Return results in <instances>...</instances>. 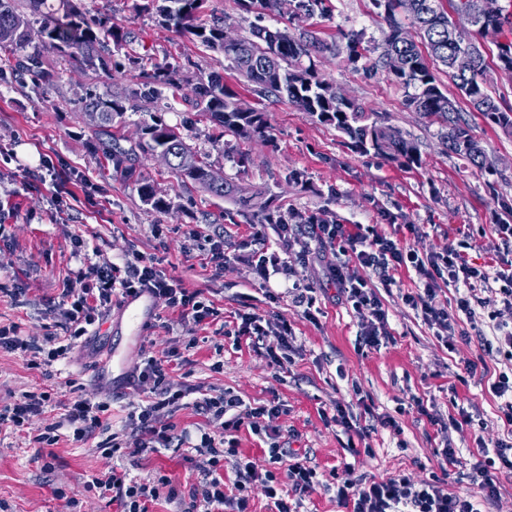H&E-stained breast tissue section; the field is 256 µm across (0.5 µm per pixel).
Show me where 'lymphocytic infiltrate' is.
<instances>
[{
	"label": "lymphocytic infiltrate",
	"instance_id": "f902f5d3",
	"mask_svg": "<svg viewBox=\"0 0 512 512\" xmlns=\"http://www.w3.org/2000/svg\"><path fill=\"white\" fill-rule=\"evenodd\" d=\"M283 248L298 247L299 262L309 258L323 261L327 285L337 289L363 320L356 334L358 348L378 347L388 335L387 312L373 287L362 277L370 270L382 281H390L399 269L414 271L419 291L405 295L406 304L419 309L423 319L435 328L439 338L455 331L457 315L475 319L476 311L488 309L490 330L476 329L479 348L496 349L512 361V324L498 320L493 305L512 311V267L496 270L478 266L469 259L472 248L463 239L437 253H421L394 237L376 232L373 226L357 224H281L277 227ZM456 288L453 302L439 297L441 283ZM148 295L154 302L178 312L185 322L195 325L216 319L218 310L204 291L184 288L181 280L159 268L154 259L140 254L124 256L122 263L98 261L77 271L66 280L61 295L67 302L63 311V335L22 336L17 326L0 327V349L40 355L44 366L67 359L82 337L90 336L115 298ZM238 335L252 348L265 351L273 365L286 369L293 365L292 329L287 322L276 328L264 326L261 316L245 313L240 317ZM186 358L174 347L144 357L130 375L137 386H149L147 400L128 414L132 445H123L112 431V404L78 395L63 401L58 421L44 423L43 417L55 401L53 392H24L13 403L0 408V426L26 435L34 445H54L60 437L75 442L95 440L103 460L100 469L87 475L85 488L94 496L116 504L119 512H152L160 501L183 504V512H249V491L261 485L275 512H299L306 497L321 485L318 473L305 457L281 446L280 430L274 421L284 411L281 402L252 406L228 391L208 393L194 385H177L170 379L175 367ZM188 409L203 417L197 431L170 423L176 412ZM269 439L270 469L258 470L255 463L238 450L235 437L240 429ZM192 448L204 461L206 481L202 487L182 489L169 475L154 473L144 479L128 477L121 459L131 454L176 453ZM232 466L235 479L232 493L224 491V468ZM479 477L481 499L451 493L440 477L416 482L398 474L360 484L338 485L336 499L347 512H482V505L498 497L495 473L512 474V440L501 439L471 466Z\"/></svg>",
	"mask_w": 512,
	"mask_h": 512
}]
</instances>
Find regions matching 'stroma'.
I'll use <instances>...</instances> for the list:
<instances>
[{
  "label": "stroma",
  "mask_w": 512,
  "mask_h": 512,
  "mask_svg": "<svg viewBox=\"0 0 512 512\" xmlns=\"http://www.w3.org/2000/svg\"><path fill=\"white\" fill-rule=\"evenodd\" d=\"M90 16L108 18L127 36L130 49L150 65L175 57L186 62L190 73H223L228 86L244 102L264 110L268 140L231 139V151L213 147L206 121L196 120L190 105L175 101L174 111L155 115L139 96L137 69L128 67L98 78L69 58L48 55L53 79L36 80L11 71L7 54L0 50V150L15 155L13 163L0 166V180L17 191L12 208L0 211V325H18L33 336L62 335L64 319L58 303L60 288L73 270L87 267L88 255L121 262L136 251L156 259L170 275L189 289L207 292L220 311L214 322L185 326L178 314L155 306L136 341L132 362L150 350L148 337L158 348L183 347L188 339L196 346L184 366L171 379L181 384L227 389L244 400L263 403L280 398L286 414L277 423L291 448L307 454L319 474L329 475L342 462L353 463L348 478L381 479L402 471L420 481L439 470L437 449L456 448L463 464L479 457L480 444H494L507 431L498 403L488 384L512 362L476 343L464 341L472 325L458 317L455 336L437 338L420 313L403 301L416 292L414 272L404 269L392 281L372 286L388 311L389 336L378 348L358 351L356 333L360 314L338 300L334 290L320 293L316 320L305 318L287 294L269 298L257 280L252 256L255 250H280L278 233L271 224L259 223L252 213L233 201L210 195L197 185L181 183L158 158L143 159V174L154 181L170 206L156 210L140 199L134 185L106 167L96 127L83 110L89 94L117 95L129 110L116 120L115 133L135 136L142 122L155 118L178 125L191 144L206 153L214 169L225 178L272 195L282 214L305 218L317 214L337 224H371L377 232L394 236L423 252H439L462 236H470L472 262L497 265L504 249L495 226L500 205L512 204V134L488 124L471 107L463 115L472 134L485 147L491 164L483 173L449 153L440 138L441 125L407 108L403 90L384 76L351 71L343 57L325 56L321 73L359 100L379 122L410 134L419 145V164L398 161L357 150L336 127L321 123L288 102L262 99L247 88L243 78L225 69L224 56L199 42L161 26L155 17L136 12L133 0H83ZM331 17H315L308 28L326 41L353 30L363 42L380 48L387 26L372 0H333ZM250 158L240 165L238 155ZM50 156L70 178V210L55 213L50 183L24 181L22 169H38ZM303 176L288 179L289 172ZM223 235L224 275L212 279L211 264L201 250L204 235ZM83 238V256H75L73 241ZM22 291L12 300L8 291ZM253 312L270 325L288 322L294 330L295 363L291 372H280L266 354L237 339L239 315ZM223 352H216V345ZM223 360L224 369L211 365ZM479 373L459 381L467 364ZM66 373L81 393L97 399L112 398V429L122 432L131 404L145 399L147 387H128L113 378L105 356L93 355L76 343ZM65 373V374H66ZM63 376V375H62ZM62 376L29 369L25 357L0 350V404L25 391L48 390ZM364 400L375 413L393 416L397 429L377 428L367 443L369 452L352 454L349 435L342 426L328 423L323 412L336 404ZM464 405L472 423L463 428H439L430 416L447 421L456 405ZM52 450L58 455L53 472H45L27 439L0 428V500L10 512H68L67 497H85L84 481L102 459L94 442L75 447L60 439ZM131 475L143 477L164 470L181 484L203 482L201 463L192 454L151 455L125 459Z\"/></svg>",
  "instance_id": "35a3bbf8"
}]
</instances>
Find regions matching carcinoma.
Instances as JSON below:
<instances>
[{"mask_svg":"<svg viewBox=\"0 0 512 512\" xmlns=\"http://www.w3.org/2000/svg\"><path fill=\"white\" fill-rule=\"evenodd\" d=\"M16 0H0V47L10 49L16 55L19 70L38 78L46 77L45 54L57 53L62 57L77 59L81 66L91 71L119 70L128 63L139 65V57L125 56V61L114 58L121 50L125 36L107 22H89L83 8V0H26L28 13L15 7ZM281 17L294 23L299 13L312 18L328 17L332 12L331 0H283ZM455 13L469 12L475 15V32L459 31L448 13L441 7V0H373L374 6L388 25L383 52L373 58L362 47L361 34L350 32L343 35L345 47L336 42L319 39L308 29L271 28L265 25L250 26L249 36L228 42L224 36V21L204 17V0H136L135 8L157 14L162 23L204 46L222 53L224 60L238 72L253 92L261 96L287 99L302 112L333 124L346 134L354 146L363 152L401 160L406 165L417 164L420 152L417 143L400 129L386 126L371 119L373 112L355 99H346L341 89L324 77L318 68L316 56L330 53L334 56L346 51V65L369 74L385 73L384 57L396 53L403 57V69L386 77L404 89L406 105L427 118L442 120L448 125L444 135L448 152L459 156L469 165L486 169L485 150L471 134L463 119L459 99H464L475 111L505 132L512 131V108L501 107L488 92L486 63L482 46L473 35L483 38L497 36L512 24V15L498 11L487 15L478 8L477 0H453ZM41 23L42 41L34 44L27 38L31 20ZM417 30L425 50L409 38L406 26ZM465 43L477 57V66L470 76H451L449 80L457 90L452 96L442 90L429 62L448 69L456 45ZM502 59L496 66L503 71L512 69V40L495 41ZM138 78L145 88L144 96L162 94L171 88H190L189 102L197 115L210 121L218 136L239 139L268 137V123L261 110H240L239 94L224 83V76L211 72L206 76L192 77L178 59L166 60L152 68H140ZM99 112V127L108 135L106 151L112 170L131 181L141 200L155 209L167 206L159 196L155 183L136 167V161L147 157L157 149L176 155L183 152L197 154L176 126L160 120L146 123L138 136L129 138L112 133V124L126 112L123 101L108 100L99 94L85 99L84 110ZM199 164L191 169L176 166L173 172L181 182H191L219 197L229 198L244 209L253 211L262 224H285L287 220L280 210L271 208L270 199L249 187L224 181V188L214 189L206 180L210 164L198 157Z\"/></svg>","mask_w":512,"mask_h":512,"instance_id":"obj_1","label":"carcinoma"}]
</instances>
